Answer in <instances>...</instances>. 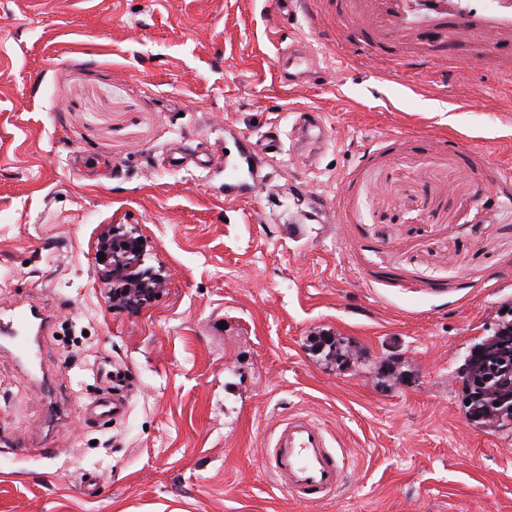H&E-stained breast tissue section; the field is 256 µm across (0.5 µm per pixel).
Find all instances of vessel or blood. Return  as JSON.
<instances>
[{"mask_svg": "<svg viewBox=\"0 0 512 512\" xmlns=\"http://www.w3.org/2000/svg\"><path fill=\"white\" fill-rule=\"evenodd\" d=\"M278 36H285L298 20L317 25L320 20L346 19L342 39L362 46L381 61L385 71L407 64L409 59L447 61L457 46L466 42L477 56L499 64L504 80H512V0H267ZM315 53L305 40H293L281 48L277 75L285 85L305 81ZM301 138L322 139L326 128L318 114H301L297 123ZM56 317L39 304L0 307V352L9 354L31 380L44 383V339ZM125 376L115 375L111 389L82 409L88 425L105 426L129 413ZM270 471L291 496L319 503L334 496L344 470L331 449L325 430L300 416L283 419L268 450Z\"/></svg>", "mask_w": 512, "mask_h": 512, "instance_id": "b4317fda", "label": "vessel or blood"}]
</instances>
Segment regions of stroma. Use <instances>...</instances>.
I'll return each instance as SVG.
<instances>
[{
	"instance_id": "obj_1",
	"label": "stroma",
	"mask_w": 512,
	"mask_h": 512,
	"mask_svg": "<svg viewBox=\"0 0 512 512\" xmlns=\"http://www.w3.org/2000/svg\"><path fill=\"white\" fill-rule=\"evenodd\" d=\"M278 48L266 0H0V305L58 316L53 395L0 357V435L69 410L0 455V512H512V427L469 420L458 378L512 320V85L466 46L381 74L325 41L298 89ZM304 110L326 139L292 138ZM271 131L226 199L225 152ZM179 146L215 162L170 169ZM116 228L162 279L132 306L98 259ZM107 362L134 375L102 429ZM289 415L345 466L328 501L266 467ZM120 371L114 375L113 386L112 378L107 388L93 401L86 404L82 409L83 422L87 425L105 426L108 423H116L129 413L130 401L126 387L129 381L126 375H119ZM111 389L112 391H110Z\"/></svg>"
}]
</instances>
